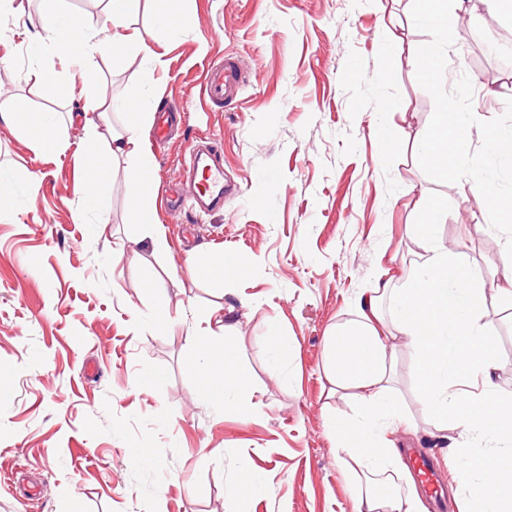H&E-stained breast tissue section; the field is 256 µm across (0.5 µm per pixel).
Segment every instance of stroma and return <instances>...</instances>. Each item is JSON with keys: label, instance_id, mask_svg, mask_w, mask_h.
Masks as SVG:
<instances>
[{"label": "stroma", "instance_id": "35a3bbf8", "mask_svg": "<svg viewBox=\"0 0 512 512\" xmlns=\"http://www.w3.org/2000/svg\"><path fill=\"white\" fill-rule=\"evenodd\" d=\"M470 8L483 60L462 62L448 44L438 90L416 67L434 41L416 0H193L189 21L170 33L154 28L142 4L130 26L166 46L160 107L187 106L172 115V137L151 145L156 187H182L186 146L210 139L237 187L203 217L154 198L161 252L134 224L129 160L113 164L101 235L76 190V158L35 149L28 129L0 118V182L11 190L0 212V512H356L366 484L347 474L327 425L356 405L330 394L325 338L353 318L378 276H406L423 251L408 228L426 198L445 203L438 240L484 279L495 380L512 390V309L497 295L512 275V223L495 221L469 190L487 169L494 189L512 195V160L491 162L489 151L492 135L512 127V64L496 49L512 36V16L486 0ZM30 43L0 16V95L48 115L56 134L82 138L89 97L72 96L64 54ZM228 57L242 68L237 93L202 105L206 67ZM95 65L121 131L123 102L152 103L147 62L133 49L122 63L99 56ZM41 68L57 83L42 84ZM454 108L472 119L460 179L449 182L415 139ZM201 249L232 254L241 276L194 272ZM174 275L182 285L170 288V322L160 329L146 285ZM229 306L242 323L230 343L252 388L247 418L207 399L189 340L208 312ZM273 328L288 339L286 358L268 346ZM395 373L420 429L393 427L398 448L425 449L444 478L445 512H465L451 450L429 435L415 357L400 341ZM244 462L260 483L238 500Z\"/></svg>", "mask_w": 512, "mask_h": 512}]
</instances>
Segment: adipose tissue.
Wrapping results in <instances>:
<instances>
[{
	"mask_svg": "<svg viewBox=\"0 0 512 512\" xmlns=\"http://www.w3.org/2000/svg\"><path fill=\"white\" fill-rule=\"evenodd\" d=\"M44 2L43 9L28 18L34 30L32 41L35 46L64 52L82 92L94 96L93 111L83 115L89 134L76 144L64 137L51 138L48 126L38 122L20 98L1 102L0 113L35 133L36 145L49 141L58 152L74 153L80 161L78 191L85 199L99 198L114 158L131 160L127 177L135 221L150 228L154 244L165 248V229L156 223L144 195L145 188L153 184L147 161L153 112L126 103L128 120L122 132L112 134L107 150L97 145L98 130L107 124L114 103L95 93V57L105 54L117 62L134 46L150 61L152 70L165 65L163 53L129 26L140 0H105L100 28L88 26L81 16L68 11L64 0ZM469 120L466 112H440L434 128L421 136L422 154L444 179L458 177L456 159L466 151L461 133ZM442 215L439 202L426 200L421 222L412 227L413 234L430 246L422 272L408 274L400 288L386 279L365 289L354 318L337 325L327 337L325 366L332 391L337 398H353L358 406L355 418L334 417L329 425L339 458L360 468L365 482L387 472L396 450L383 446V427L409 421L396 394L392 367L393 340L401 338L416 358L419 388L428 411L457 433L460 459L455 481L468 512H512V391L499 388L492 380L497 353L482 324V278L436 241ZM193 342L205 356L202 381L206 394L235 393L232 410L248 414L244 398L250 389L237 375L229 352L215 350L207 334L195 335Z\"/></svg>",
	"mask_w": 512,
	"mask_h": 512,
	"instance_id": "ef3b65f1",
	"label": "adipose tissue"
}]
</instances>
